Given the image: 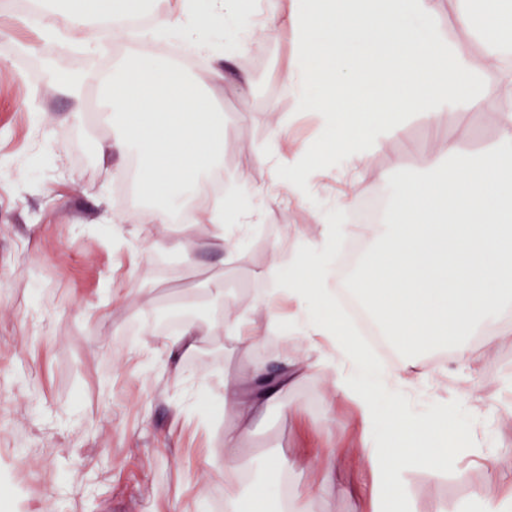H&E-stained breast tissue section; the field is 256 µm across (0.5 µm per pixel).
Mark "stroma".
<instances>
[{
  "label": "stroma",
  "instance_id": "obj_1",
  "mask_svg": "<svg viewBox=\"0 0 512 512\" xmlns=\"http://www.w3.org/2000/svg\"><path fill=\"white\" fill-rule=\"evenodd\" d=\"M295 6L276 0L284 24L258 48L211 32L210 53L192 69L202 77L215 59H232L228 79L208 90L224 118V191L247 199L264 221L236 256L212 246L185 263L146 252L171 228L135 220L137 204L119 194L121 181L139 179L132 155L104 160L99 135L90 123L71 121L74 103L52 78L56 71L109 72L145 46L174 61L184 55L181 37H118L102 56L64 36L44 40L0 0V476L19 450L31 471L0 497V512H228L229 430L248 463V482L266 483L271 512L285 493L305 494L308 512H360L357 492L370 480L371 464L355 453L363 445L356 406L327 372L311 370L285 401L247 422L225 410V380L246 377L257 361L278 367L292 346L271 336L247 350L219 332L173 366L161 339L144 334L173 305L207 329L228 306L256 316L255 299L272 285L271 243L290 247L300 234L321 239L315 212L343 225L344 237L357 233L345 218L349 186L336 170L308 171L304 205L285 208L257 193L268 186L287 192L293 176L292 155L271 149L276 123L286 124L295 144L324 138L323 114L297 111L282 88L295 54L285 21ZM26 73L33 85L23 82ZM243 75L248 84H240ZM498 137L494 113L478 106L440 129L412 109L400 133L371 156V170L385 179L367 191L391 203L394 159L421 180V153L454 139L476 156ZM110 215L122 223L107 224ZM472 344L467 365L444 350L395 357L420 378L406 398L410 412L429 418L446 408L476 439H493L458 456L442 477L408 469L409 512H467L492 470L512 485V335H494L488 326ZM329 449L347 462L333 482L305 464ZM274 459L286 462L282 476L268 474Z\"/></svg>",
  "mask_w": 512,
  "mask_h": 512
}]
</instances>
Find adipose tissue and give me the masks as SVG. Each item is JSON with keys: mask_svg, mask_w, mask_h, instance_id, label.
Instances as JSON below:
<instances>
[{"mask_svg": "<svg viewBox=\"0 0 512 512\" xmlns=\"http://www.w3.org/2000/svg\"><path fill=\"white\" fill-rule=\"evenodd\" d=\"M438 0H298L292 18L297 52L283 89L299 110L328 115L326 146L295 149L304 166L324 169L344 161L355 174L352 193L364 188L369 157L381 151L413 108L426 110L432 126L450 124L457 112L479 104L495 113L499 144L477 158L457 142L446 153L426 154L427 181L401 175L386 222L370 225L375 245L360 260L354 292L379 320L388 338L405 351L439 346L458 360L470 359V338L485 319L512 335V0H464L457 46L437 31ZM141 0H63L41 11L42 33L67 32L88 50L103 37L96 20L120 18L140 9ZM280 25L275 9L258 14L256 0H207L197 12L181 0L174 15H162L156 33L180 30L188 48L205 51L204 29L223 28L228 38L246 37L260 45ZM479 38L486 46L480 64L462 50ZM85 85L101 88L104 121L120 117L126 135L99 143L103 156L136 147L144 160L139 190L155 202L147 212L153 224H166L184 195L209 194V177L224 147V121L200 84L177 64L160 57H126L108 75L84 74ZM235 219L238 233L259 223L260 212L217 200L206 209L215 240L236 248L224 231ZM321 242L301 250L273 244L275 270L289 277L258 300L255 318L225 316L224 333L251 346L277 335L316 349L299 354L273 373L254 364L249 386L224 383V407L254 419L293 388L296 373L319 368L349 393L358 409L357 426L368 435L377 420L372 386L394 400L392 426L370 462L373 480L360 490L364 512H406L403 469L419 466L433 478L447 473L460 449L477 447L459 418L441 410L424 419L410 414L405 397L414 377L376 368L353 344L332 308L339 227L328 224ZM296 305L292 319L284 300Z\"/></svg>", "mask_w": 512, "mask_h": 512, "instance_id": "1", "label": "adipose tissue"}]
</instances>
